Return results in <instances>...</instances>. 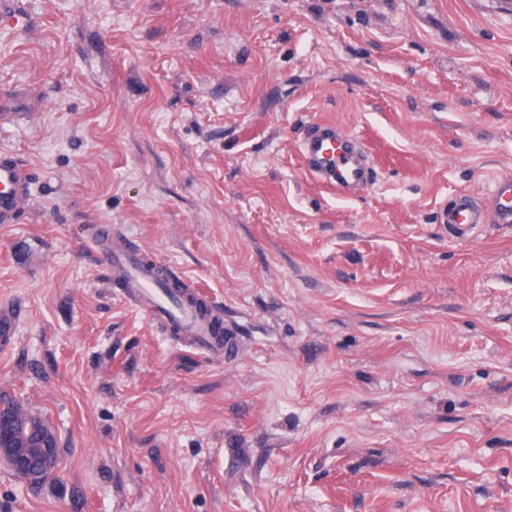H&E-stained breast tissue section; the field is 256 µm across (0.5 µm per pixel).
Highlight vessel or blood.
Returning a JSON list of instances; mask_svg holds the SVG:
<instances>
[{"instance_id":"vessel-or-blood-1","label":"vessel or blood","mask_w":512,"mask_h":512,"mask_svg":"<svg viewBox=\"0 0 512 512\" xmlns=\"http://www.w3.org/2000/svg\"><path fill=\"white\" fill-rule=\"evenodd\" d=\"M299 151L308 173L336 192L363 189L373 182L359 139L335 124H308ZM31 178L26 164L0 160V224L17 223L22 207L30 201ZM437 221L448 225L461 239L483 224H512V176L495 181L489 206H480L462 195L439 209ZM99 261L119 284V296L127 306L150 315L165 333L191 341L210 358L234 357L232 337L226 336L210 315L162 288L136 249L122 245L105 250Z\"/></svg>"}]
</instances>
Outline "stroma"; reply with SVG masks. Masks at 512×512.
Here are the masks:
<instances>
[{
    "label": "stroma",
    "instance_id": "obj_1",
    "mask_svg": "<svg viewBox=\"0 0 512 512\" xmlns=\"http://www.w3.org/2000/svg\"><path fill=\"white\" fill-rule=\"evenodd\" d=\"M0 394L57 483L0 512H512V224L438 210L512 175L507 0H0ZM365 145L355 196L302 129ZM214 295L211 359L126 306L100 225ZM299 151L308 173L336 192L363 189L373 182L359 139L334 123L308 124ZM30 168L13 159L0 160V224L18 223L19 213L30 201Z\"/></svg>",
    "mask_w": 512,
    "mask_h": 512
}]
</instances>
